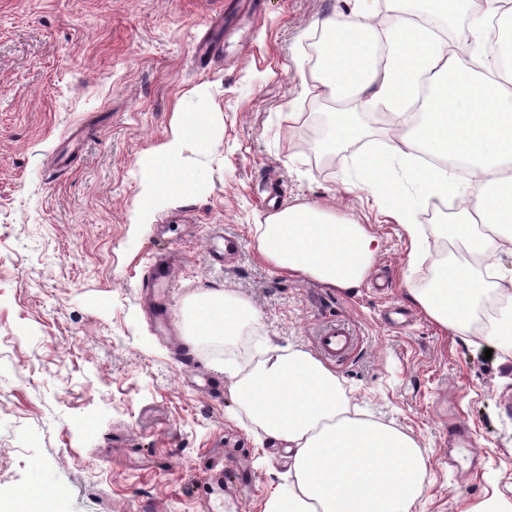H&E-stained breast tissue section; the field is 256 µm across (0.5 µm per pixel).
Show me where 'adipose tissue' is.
<instances>
[{
  "label": "adipose tissue",
  "mask_w": 512,
  "mask_h": 512,
  "mask_svg": "<svg viewBox=\"0 0 512 512\" xmlns=\"http://www.w3.org/2000/svg\"><path fill=\"white\" fill-rule=\"evenodd\" d=\"M371 0H356L347 16L328 18L325 68L311 79L330 100L349 98L354 112L326 117L320 147L333 152L362 134L360 112L393 105L401 90L415 89L426 78L432 109L418 116L398 113L407 132L425 153L451 157L463 164L468 187H459L454 169L442 172L419 164L416 154L395 146L357 154L342 176L346 189L389 193L391 214L401 224L419 255L426 238L414 222L417 207L435 197L455 193L460 216L453 224H435L431 231L470 238L485 260L484 272L440 273L425 285L408 284L413 304L440 328L465 337L481 332L497 342L504 361H512V274L496 273L501 255H512V225L502 215L512 211V197H503L500 164L512 158V94H503L496 77L512 61V8L500 0H412L422 16L454 22L469 19V34L459 52L446 42H428L425 30L409 33L399 18L385 16V62L370 68V47L358 33L372 18ZM498 31L495 47H487L485 22ZM478 58L471 67L465 56ZM199 125L184 120L176 139L153 157L156 174L145 183L151 201L135 221L151 223L153 209L168 197L177 173L183 138L198 135ZM484 231L474 234L473 219ZM260 259L279 270L301 275L328 287L347 291L359 287L371 272L380 242L365 225L337 219L334 211L312 203L287 206L256 225ZM490 304L498 313L481 328L474 312ZM193 340H232L242 328L257 322L250 303L226 290L207 292L191 305ZM241 406L251 412L273 447L284 449L292 479L287 490L274 491L264 512H409L426 490V459L412 438L400 430L351 412L335 372L304 350L280 354L267 345L265 360L232 384Z\"/></svg>",
  "instance_id": "ef3b65f1"
}]
</instances>
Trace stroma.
<instances>
[{
    "label": "stroma",
    "mask_w": 512,
    "mask_h": 512,
    "mask_svg": "<svg viewBox=\"0 0 512 512\" xmlns=\"http://www.w3.org/2000/svg\"><path fill=\"white\" fill-rule=\"evenodd\" d=\"M354 0H0V495L37 473L68 490L70 512H264L288 483L262 431L234 397L225 359L251 369L262 337L314 351L319 326L349 323L359 338L336 375L353 404L410 435L427 460L426 493L411 512H470L512 504V363L485 356L489 337L446 335L414 308L404 281L478 261L460 237L410 244L385 201L345 190L353 156L413 140L392 112L362 119V135L322 152L336 103L307 91L298 63L322 19ZM224 27V45L197 43ZM203 135L181 153L174 185L152 223V157L185 114ZM85 137L70 142L74 126ZM202 177L194 186L193 177ZM314 203L364 224L381 240L376 268L392 279L338 292L264 263L255 227L289 205ZM239 252L214 263V225ZM176 255L170 303L178 336L187 307L227 289L257 323L229 348L200 344L199 369L172 366L137 286L151 254ZM412 321L393 329L383 310ZM471 448L448 442V415ZM224 463V479L208 470Z\"/></svg>",
    "instance_id": "stroma-1"
}]
</instances>
